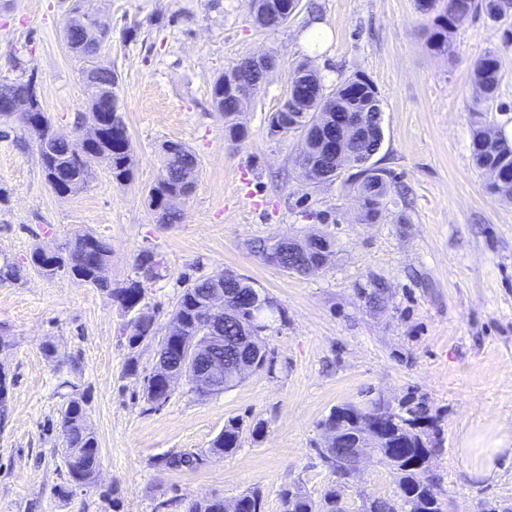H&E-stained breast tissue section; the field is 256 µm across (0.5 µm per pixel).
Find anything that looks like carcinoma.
I'll list each match as a JSON object with an SVG mask.
<instances>
[{
  "label": "carcinoma",
  "instance_id": "obj_1",
  "mask_svg": "<svg viewBox=\"0 0 512 512\" xmlns=\"http://www.w3.org/2000/svg\"><path fill=\"white\" fill-rule=\"evenodd\" d=\"M258 27L274 31L288 23V17L279 21L272 15L255 6ZM483 14L488 19L500 21L512 14V0H448L440 14L432 21L428 29V42L439 54L447 57L453 55V44L449 39L451 31L461 26L469 18ZM498 55L489 51L475 64L473 79L476 88L473 106L470 108V130L472 158L476 167L483 172L495 171L497 181L487 184L489 191L499 198L512 202V142L509 141L489 120L488 111L498 97L501 81ZM225 75H220L213 82L212 98L217 111L224 115V137L230 141L242 142L247 131L241 129L237 120V106L233 101L234 89L224 85ZM380 112L381 100L374 84L362 73H355L335 88L330 89L320 84V90L307 96L302 104L304 113L297 123L281 132L277 130L278 112L269 115V130L273 135L292 134L298 138L299 151L309 157L320 151L321 127L319 121L322 113H330L327 124L341 125L344 113L351 110ZM38 145L41 167L44 177L55 174L58 178L55 192L60 195L76 193L87 187L92 178V165L74 153L72 141L60 136L48 119H43L42 128L30 131ZM383 141V132L376 131V137L361 144H350L349 151L337 159H330L319 166V180H329L333 174L348 169L351 171L350 188L362 200L364 221L372 224L378 218L382 205L389 195L390 184L385 178V171L374 169V174L366 176L359 169V164L367 161L370 152ZM94 154L111 155L112 180L119 184L129 183L134 179L135 149L129 137L127 127L113 126L106 131V138L98 139L89 146ZM165 164L156 183L150 187L147 197L165 198L181 191V182L196 174V154L181 142H168L163 145ZM112 247L106 239L92 234H77L66 242L59 251L51 269L44 268L45 259L41 248L36 247L30 253L28 265L36 272L52 277L60 272L79 274L88 279V284L108 290V296L127 311L131 310L143 298V284L130 279L119 287H112L108 279L97 274L110 264ZM228 288L229 296L236 299L239 307L238 322L224 324V348L215 352L222 358L236 355L239 325L247 323L248 306L267 300L258 289L250 283L215 281L209 276H201L183 288L175 308L172 310L168 328L172 335H159L155 320L135 321L127 325V342L130 349L140 347L138 339L151 337L150 344L161 351V358L176 366L181 354L177 348L178 339L193 338L198 326L196 319L200 302L207 298L215 288ZM398 420L389 421L385 430H390L399 440L401 454L392 464L398 487L405 493H413L419 500L418 512H436L432 503L425 497L422 485L432 482L430 469L426 466L427 456L434 451L437 433L436 424L429 415L424 399L410 394L401 405ZM61 423L64 425L63 439L67 448L64 456L65 466L70 479L81 484L90 481L98 469L99 456L96 438L87 422L85 397L72 389L71 396L62 411ZM264 426L258 422L253 426L244 425L239 418H232L224 425V430L213 440L208 454L188 451L163 455L156 460V465L170 471H191L207 461V456L222 457L231 454L240 447L244 433L251 437H261ZM337 491L332 490L316 503L299 491L283 492V504H292L284 512H336ZM244 502L243 512H257L262 508V493L252 488L240 497ZM185 512H224V499L210 497L193 499L188 502Z\"/></svg>",
  "mask_w": 512,
  "mask_h": 512
}]
</instances>
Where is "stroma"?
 Returning <instances> with one entry per match:
<instances>
[{
  "mask_svg": "<svg viewBox=\"0 0 512 512\" xmlns=\"http://www.w3.org/2000/svg\"><path fill=\"white\" fill-rule=\"evenodd\" d=\"M77 6L109 28L96 62L119 74L134 181L113 182L102 161L84 190L58 195L35 140L0 117V265L24 263L34 247L54 250L78 233L105 238L108 279H143L141 307L162 329L185 280L233 272L279 309L262 334L274 366L204 398L180 380L148 413L143 379L154 349L129 348V312L63 272L47 278L30 268L0 283V365L12 383L0 427V512H183L182 500L230 502L252 488L263 494V512H283L286 488L315 502L336 489L347 512H361L366 500L396 497V478L369 461L356 480L341 481L315 449L322 423L336 406L411 390L440 430L432 474L445 512H512V461L475 479L459 453L465 435L512 427V203L487 191L469 124L474 65L489 49L502 63L489 117L512 118V43L502 37L512 17L470 18L449 58L427 42L433 13L425 0H300L273 32L254 25L249 0H0V79L32 74L44 112L67 136L86 111V65L64 37ZM316 22L327 40L301 46ZM260 53L276 54L278 67L241 116L247 139L232 145L211 87ZM18 56L24 69L14 66ZM302 61L327 86L360 72L379 92L384 140L373 161L390 172L391 190L374 223L363 222L347 173L305 180L295 138L269 132L268 116ZM168 141L199 161L179 224L158 223L146 201ZM311 232L334 239L336 253L309 275L247 247ZM145 251L165 262L148 281L137 266ZM66 380L84 393L97 439L98 473L82 486L63 465ZM232 418L263 423L261 437H244L235 453L192 471L156 466L165 454L207 450Z\"/></svg>",
  "mask_w": 512,
  "mask_h": 512,
  "instance_id": "1",
  "label": "stroma"
}]
</instances>
